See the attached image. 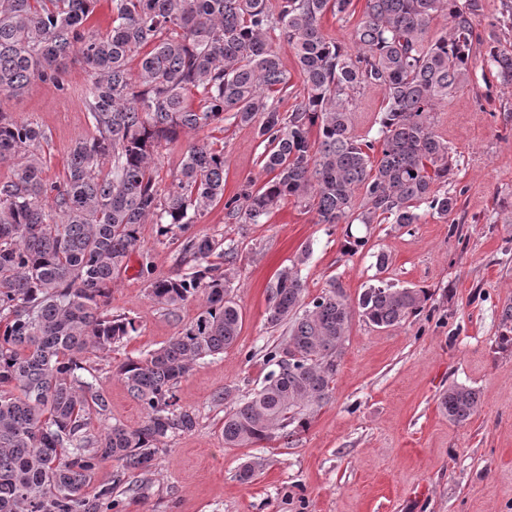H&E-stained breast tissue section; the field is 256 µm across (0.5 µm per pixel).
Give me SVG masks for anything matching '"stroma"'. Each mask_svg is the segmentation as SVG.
Masks as SVG:
<instances>
[{"mask_svg":"<svg viewBox=\"0 0 512 512\" xmlns=\"http://www.w3.org/2000/svg\"><path fill=\"white\" fill-rule=\"evenodd\" d=\"M482 3L481 37L512 50V0ZM90 84L89 72L73 58L58 83L37 80L23 95L0 93L1 114L45 129L40 154L47 182L62 184L70 146L95 134L86 109ZM383 106L381 88L363 90L353 135L379 141ZM433 126L453 161L446 189L457 205L448 216L424 206L411 229L384 222L368 231L319 223L315 209L289 200L266 223L244 224L227 219L219 202L191 225V234L237 244L229 273L243 327L232 348L180 382L179 403L195 410L199 424L168 441L148 488L135 477L115 488L118 512H512V348L497 344L503 307L512 303V83L476 61L467 83L434 112ZM200 139L224 151L225 197L247 182L265 181L251 128L228 124L186 131L162 145L155 155L160 188L179 174L189 142ZM350 234L369 235L362 252L344 251ZM304 251L308 296L334 279L357 300L383 251L391 258L392 283L428 289L431 298L397 328L377 329L353 316L332 398L290 443L225 447L224 410L212 397L227 387L238 397L262 382V356L282 337L266 322L267 286ZM180 269L174 246L162 241L155 224H143L126 268L112 280L108 305L109 312L134 318L138 330L107 357L86 358L112 419L131 427L144 411L113 368L159 347L180 322L196 316L197 302L172 317L148 295L150 277ZM452 383L482 394L478 410L461 425L439 409V396ZM247 463L256 476L243 482L238 471Z\"/></svg>","mask_w":512,"mask_h":512,"instance_id":"obj_1","label":"stroma"}]
</instances>
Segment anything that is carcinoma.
I'll list each match as a JSON object with an SVG mask.
<instances>
[{"instance_id": "cac0c4a2", "label": "carcinoma", "mask_w": 512, "mask_h": 512, "mask_svg": "<svg viewBox=\"0 0 512 512\" xmlns=\"http://www.w3.org/2000/svg\"><path fill=\"white\" fill-rule=\"evenodd\" d=\"M98 0H0V92L32 81L58 82L77 56L91 74L89 118L96 134L69 149L61 185L47 183L38 156L46 135L0 113V162L21 158L0 182V512H100L113 490L144 475L169 438L193 431L194 411L175 389L209 357L238 340L243 314L227 267L238 248L186 232L224 197V149L191 143L180 175L163 191L154 152L185 129L224 121L254 129L263 170L224 203L230 220L261 224L287 199L305 202L321 224L385 219L418 223L425 204L440 216L457 199L435 190L453 172L433 112L465 84L481 0H366L340 44L322 17L349 14L352 0H112V28H86ZM448 15V31L430 36ZM291 46L303 95L284 112L272 94L289 83L270 34ZM487 62L512 82V54L496 46ZM136 67H131L132 59ZM368 86L384 91L380 155L355 139L351 114ZM317 129L319 149L312 151ZM363 201L356 204V192ZM177 246L189 271L149 281L152 302L174 316L200 298L195 318L157 349L119 364L116 375L144 410L135 427L110 420L105 393L84 375L85 355L109 351L137 332L136 321L106 309L113 275L127 265L147 220ZM224 260L219 265L211 257ZM281 269L267 289V323L285 327L264 355L260 386L224 412L226 448H252L305 430L332 396L353 314L378 329L420 314L430 293L383 280L352 306L336 280L310 298L300 266ZM499 347L512 346V305ZM481 393L453 383L439 408L455 424L478 409ZM112 482L95 486L107 463Z\"/></svg>"}]
</instances>
